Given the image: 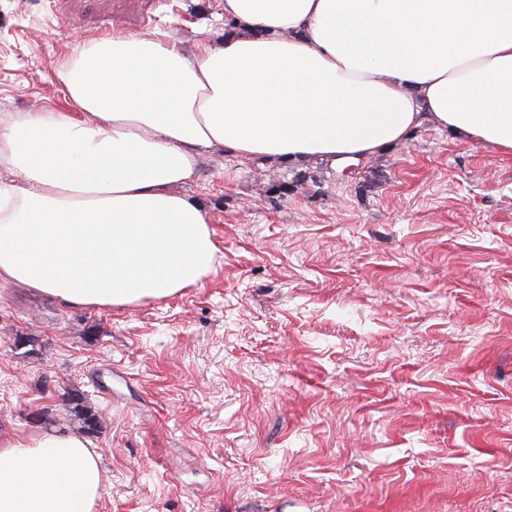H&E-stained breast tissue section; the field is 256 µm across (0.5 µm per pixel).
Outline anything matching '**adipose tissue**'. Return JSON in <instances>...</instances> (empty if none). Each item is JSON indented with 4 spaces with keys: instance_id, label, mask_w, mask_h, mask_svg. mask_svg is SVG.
<instances>
[{
    "instance_id": "obj_1",
    "label": "adipose tissue",
    "mask_w": 512,
    "mask_h": 512,
    "mask_svg": "<svg viewBox=\"0 0 512 512\" xmlns=\"http://www.w3.org/2000/svg\"><path fill=\"white\" fill-rule=\"evenodd\" d=\"M223 41L74 48L68 109L0 125V284L67 306L168 298L212 269L198 154L366 160L430 124L512 153V0H224ZM98 455L58 428L0 438V512H91Z\"/></svg>"
}]
</instances>
